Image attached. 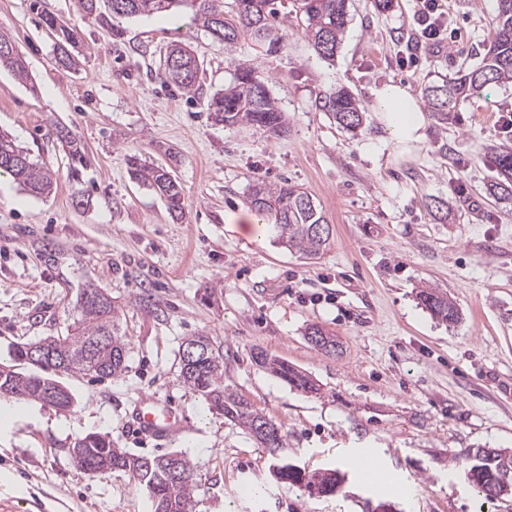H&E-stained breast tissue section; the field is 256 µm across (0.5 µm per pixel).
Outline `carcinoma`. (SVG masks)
<instances>
[{
  "label": "carcinoma",
  "instance_id": "obj_1",
  "mask_svg": "<svg viewBox=\"0 0 512 512\" xmlns=\"http://www.w3.org/2000/svg\"><path fill=\"white\" fill-rule=\"evenodd\" d=\"M494 37L479 66L454 81L429 85L424 89L425 105L446 123L459 100L467 99L492 83L512 81V0H495ZM295 13L302 16L303 34L313 49L324 58L335 56L348 22V0H293ZM78 10L96 15L115 37L122 30L114 19L167 14L188 8L191 23L212 39L233 47L240 36L248 35L258 42L274 47L284 35L275 22L284 7L282 0H233L231 11L224 12V0H77ZM45 26L55 38L56 61L65 67L73 65L68 54L79 43L75 25L51 15L43 17ZM0 67L7 68L20 79L28 78L25 61L19 50L1 58ZM201 67L194 51L181 43L172 45L160 56L158 74L186 94L199 90ZM323 109L336 124L348 131L359 129L363 113L353 94L345 89L324 98ZM207 110L214 119L228 125L254 126L271 136H281L288 129L284 113L277 106L265 83L251 68L234 70L231 82L207 101ZM57 140L67 149L72 166L71 177L80 174L84 152L80 140L66 128L55 129ZM133 175L166 199L170 212H183L182 188L172 171L163 166H148L135 155L127 158ZM498 178L487 186L490 196L512 200V148L502 146L493 153ZM0 174L9 175L26 194H50L57 181L45 164L35 162L29 150L12 133L0 130ZM247 204L262 218L270 221L281 243L299 255L311 259L329 245L330 236L319 237L311 231L315 224H327L322 210L306 192L294 185L254 182L249 186ZM418 299L441 321L451 325L459 312L447 293L431 286L418 292ZM47 357L39 364L45 371L91 375L100 379L120 376L127 370L128 342L121 332L112 299L100 288L88 284L80 290L74 307L73 323L64 336H48L41 340ZM194 343L207 352L193 369L180 370L185 386L204 396L224 417L239 424L258 444L265 445L258 429L273 420L254 407L242 394L224 384V353L205 336L184 341ZM256 362L274 377L304 391L316 390L315 382L288 361L271 358L265 352L255 354ZM11 371L0 364V387L10 388L9 396L31 399L44 404L56 392L59 383L51 378L20 370L24 351L17 347ZM83 459L80 468L94 466L100 472L123 471L134 477L153 500L154 512H192L193 468L184 455H179L177 475H172L168 455L153 458L138 456L116 446L107 435L94 434L80 439ZM285 435L279 433L274 447L268 449L280 465L274 471L278 481L299 485L318 495L336 493V477L345 473L335 468L290 473L281 467Z\"/></svg>",
  "mask_w": 512,
  "mask_h": 512
}]
</instances>
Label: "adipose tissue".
<instances>
[{"instance_id": "ef3b65f1", "label": "adipose tissue", "mask_w": 512, "mask_h": 512, "mask_svg": "<svg viewBox=\"0 0 512 512\" xmlns=\"http://www.w3.org/2000/svg\"><path fill=\"white\" fill-rule=\"evenodd\" d=\"M374 97L392 140L400 142L422 137L424 116L406 89L388 84L375 89Z\"/></svg>"}]
</instances>
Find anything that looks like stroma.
<instances>
[{
  "instance_id": "stroma-1",
  "label": "stroma",
  "mask_w": 512,
  "mask_h": 512,
  "mask_svg": "<svg viewBox=\"0 0 512 512\" xmlns=\"http://www.w3.org/2000/svg\"><path fill=\"white\" fill-rule=\"evenodd\" d=\"M440 2L449 24L434 50L420 42L416 0L387 12L351 0L330 61L293 17L271 53L247 37L225 49L186 10L122 19L116 40L75 0H0V32L32 78L0 69V128L57 179L34 197L0 175V361L16 345L66 334L89 282L111 296L129 348L121 377L55 373L70 411L23 400L0 420V502L12 512H154L130 474L77 466L75 442L99 433L135 454L185 455L195 512H367L381 500L399 512H512V495L486 500L464 477L469 449H512V201L486 191L492 147L512 145V82L486 86L448 124L425 113L416 141L390 139L373 95L393 83L419 100L428 84L480 63L494 0ZM46 14L77 24L75 66L57 64ZM175 41L201 62L192 99L157 74ZM239 66L268 86L288 118L285 136L209 119L208 97ZM342 88L364 112L354 133L319 106ZM59 127L85 147L79 177ZM132 154L174 171L181 219L132 177ZM256 180H285L313 198L332 228L323 254L289 252L268 225L244 228L238 216ZM426 286L448 294L457 323L420 303ZM313 326L339 349L311 344ZM191 336L223 347L225 384L281 426L289 459L309 471L347 466L341 491L317 497L276 482L269 453L183 384L179 348ZM258 350L309 375L317 392L272 376L254 362ZM146 397L174 406L179 436L133 429Z\"/></svg>"
}]
</instances>
